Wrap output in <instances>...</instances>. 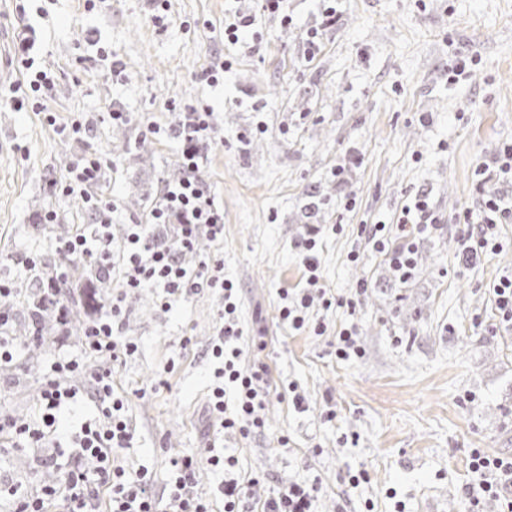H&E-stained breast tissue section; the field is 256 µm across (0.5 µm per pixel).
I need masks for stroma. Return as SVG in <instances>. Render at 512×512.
Masks as SVG:
<instances>
[{"label": "stroma", "instance_id": "stroma-1", "mask_svg": "<svg viewBox=\"0 0 512 512\" xmlns=\"http://www.w3.org/2000/svg\"><path fill=\"white\" fill-rule=\"evenodd\" d=\"M33 19L40 56L56 86L43 113L0 107V275L14 281V334L28 337L27 290L17 260L39 252L68 268L58 240L88 215L78 200L45 191L86 148L113 166L105 187L117 206L121 238L130 217L145 216L164 182L179 174L166 136L184 105L209 104L219 144L204 172L224 208V240H201L187 265L207 256L224 265L238 290L245 339L242 367L264 363L270 385L264 432H221L208 413L217 363L221 291L206 289L161 310L154 289L122 296L123 336L138 349L116 368L112 388L127 399L135 438L119 454L127 471L148 468L163 495L172 458L216 443L241 472L265 471L250 494L262 502L278 483L317 484L320 512H469L474 451L512 455V327L499 325L494 284L512 276V223L502 251L460 265L456 214L482 198L512 195V183L480 182L479 167L512 143V0H336L326 24L320 0H288L281 17L259 0H165V26L151 0H47ZM232 14L255 24L239 45L224 40ZM13 0H0V83L17 82ZM318 30L308 53L306 33ZM112 52L101 61L98 47ZM476 64L448 80L462 59ZM224 67L208 87L202 70ZM131 123L109 120L112 109ZM81 117L89 143L63 138L45 121ZM319 211L305 215L310 187ZM423 195L440 217L417 242L415 268L396 279L364 234L396 224ZM57 211L55 224L36 214ZM318 234L323 284L337 303L313 301L310 323L324 335L294 331L278 316L281 295L305 282L293 244ZM360 261H351V253ZM363 296H355L358 284ZM356 325L360 356L336 355V332ZM50 337L27 344L0 368V414L37 412V365L61 350ZM305 399L295 410L294 394ZM334 419H327V411ZM365 472L366 481L350 478Z\"/></svg>", "mask_w": 512, "mask_h": 512}]
</instances>
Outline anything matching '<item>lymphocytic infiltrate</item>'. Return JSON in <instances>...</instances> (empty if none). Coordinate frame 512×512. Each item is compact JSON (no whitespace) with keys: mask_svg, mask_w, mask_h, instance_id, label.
Wrapping results in <instances>:
<instances>
[{"mask_svg":"<svg viewBox=\"0 0 512 512\" xmlns=\"http://www.w3.org/2000/svg\"><path fill=\"white\" fill-rule=\"evenodd\" d=\"M15 11L24 21L15 49L21 78L8 89H0V105L20 112L40 108L43 96L55 86V77L36 61L38 36L35 27L25 21V0H15ZM214 129L215 115L209 108L186 106L170 131L178 146L180 176L164 184L146 220L132 219L120 244H113L109 231L115 206L102 190L106 165L96 151L87 150L81 163L70 167L63 180H49L48 188L79 199L91 217L90 223L79 225L61 244V251L102 271L118 272L123 288L161 289V306L165 309L178 299L207 288L222 291V325L212 347V355L219 363L215 372L218 383L212 390L209 413L221 429L245 437L266 426V368L261 365L246 370L239 364L242 332L237 321L236 292L233 283L225 280L223 266L203 261L197 269L190 270L182 262L183 254L193 251L200 238L213 242L224 238V210L217 204L213 185L203 173V163L216 145ZM439 221L428 199L418 196L402 210L397 223L402 230L398 240H391L383 224L373 225L368 239L373 249L405 277L412 268L415 235ZM458 221L465 226L461 265L467 268L500 250L499 227L512 222V199L488 198L479 211L463 209ZM160 224L175 227L176 235L170 243H160L152 234V227ZM295 248L306 271V286L294 296L284 297L279 316L289 328L299 331L305 326L313 293L322 292L323 286L316 240L296 243ZM22 264L33 275V304L48 303L56 315L61 337H68L74 324L71 307L59 297L63 271L46 267L38 257H25ZM121 314L119 301L112 300L79 326L84 353L64 354L43 374L37 393L39 420L24 422L0 417V439L13 449L41 447L47 430L57 426L60 417L73 415L79 419L69 441L67 464L55 482L44 483L32 475L9 485L13 512H51L60 497L65 498L68 512H95L104 486L110 490V512H211L209 501L197 489V473L205 465L224 474V512H252L248 488L260 482V475L243 478L236 469V459L217 453L214 448L172 459L167 503L163 506L153 494L148 469L130 475L116 464V454L130 447L134 439L127 404L112 391L115 367L136 350L135 344L121 335ZM230 390L235 396L229 404L225 396ZM87 397L95 401V410L89 414L81 411ZM472 471L479 482L467 492L471 512H480V504L486 498L502 500L505 512H512V456L475 453ZM316 501V486L291 481L278 487L264 502L262 512H316Z\"/></svg>","mask_w":512,"mask_h":512,"instance_id":"f902f5d3","label":"lymphocytic infiltrate"}]
</instances>
